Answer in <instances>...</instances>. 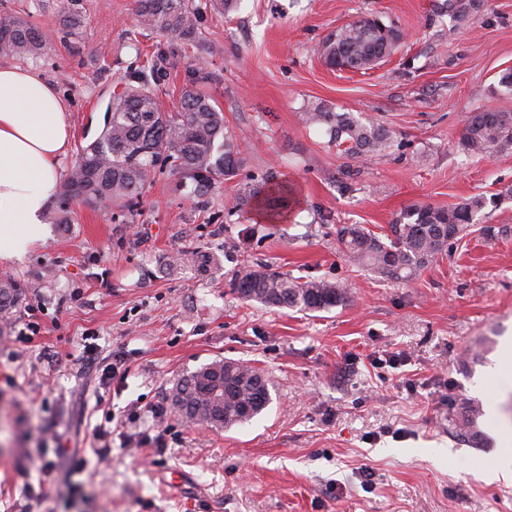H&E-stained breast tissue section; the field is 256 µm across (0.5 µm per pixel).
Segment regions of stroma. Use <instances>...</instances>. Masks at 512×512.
Listing matches in <instances>:
<instances>
[{
	"instance_id": "1",
	"label": "stroma",
	"mask_w": 512,
	"mask_h": 512,
	"mask_svg": "<svg viewBox=\"0 0 512 512\" xmlns=\"http://www.w3.org/2000/svg\"><path fill=\"white\" fill-rule=\"evenodd\" d=\"M442 2L239 0L218 14L192 0L199 36L177 41L137 34L134 0H84L79 52L57 41L31 63L70 108L60 170L161 50V108L187 88L211 96L242 161L204 186L157 176L132 212L74 203L70 223L43 224L23 256L0 259V277L32 286L0 322V512H512V483L484 475L512 427V377L495 372L512 344V235L473 230L407 286L348 264L336 235H381L409 205L512 186V152L459 145L512 67V0H487L468 27ZM366 13L404 33L398 50L364 73L327 67L324 38ZM316 102L384 124L391 149L345 161L300 120ZM269 176L292 189L286 221L254 201L231 211L240 187ZM190 243L218 273L165 268ZM246 262L341 282L350 299L308 314L242 302L230 281ZM224 357L267 373L270 405L227 429L185 424L173 381ZM116 361L123 373L103 380ZM468 404L483 408L474 443L451 433ZM141 434L150 454L132 442Z\"/></svg>"
}]
</instances>
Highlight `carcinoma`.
<instances>
[{
	"label": "carcinoma",
	"instance_id": "1",
	"mask_svg": "<svg viewBox=\"0 0 512 512\" xmlns=\"http://www.w3.org/2000/svg\"><path fill=\"white\" fill-rule=\"evenodd\" d=\"M482 6L483 0H446L443 9L460 23ZM135 20L140 30L151 34L181 40L196 35L197 19L190 0H135ZM57 34L67 46L84 40L87 15L82 0H62ZM401 39L398 29L365 14L332 31L320 53L333 68L367 71L391 57ZM52 44L45 31L21 12L0 9V57L37 58ZM496 98L495 108L469 117L460 138L464 152L494 156L512 151V69L499 74ZM109 108L98 137L78 149L60 185L58 206L48 215L50 223H70L72 201L132 207L145 186L167 167L199 183L212 175L234 173L233 154L238 147L224 137V116L210 96L187 88L175 110L164 112L149 80L134 77L124 83ZM302 120L325 129L329 143L346 159L380 156L393 144L384 126L321 103L307 106ZM221 138L222 146L218 144ZM260 197L279 214L290 207L288 190L263 185L245 187L232 199V208L237 210ZM506 200H512V188L489 198L474 195L446 207L413 204L403 209L383 238L360 224H344L338 229L342 253L352 264L384 280L409 284L467 236L488 207L496 208ZM164 264L201 274L218 271L217 259L192 245L167 256ZM231 288L243 302L305 313L328 311L349 301L347 288L337 281L294 277L268 265L243 266L231 280ZM24 293V285L16 280L0 279V319L12 315ZM269 386L262 370L241 360L215 358L178 378L171 387V398L185 423L227 428L259 415L270 402ZM481 416L479 407L469 405L454 415L452 423L459 435L476 438Z\"/></svg>",
	"mask_w": 512,
	"mask_h": 512
}]
</instances>
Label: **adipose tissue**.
Returning <instances> with one entry per match:
<instances>
[{
	"mask_svg": "<svg viewBox=\"0 0 512 512\" xmlns=\"http://www.w3.org/2000/svg\"><path fill=\"white\" fill-rule=\"evenodd\" d=\"M68 108L39 71L0 65V258L25 253L60 180Z\"/></svg>",
	"mask_w": 512,
	"mask_h": 512,
	"instance_id": "obj_1",
	"label": "adipose tissue"
}]
</instances>
